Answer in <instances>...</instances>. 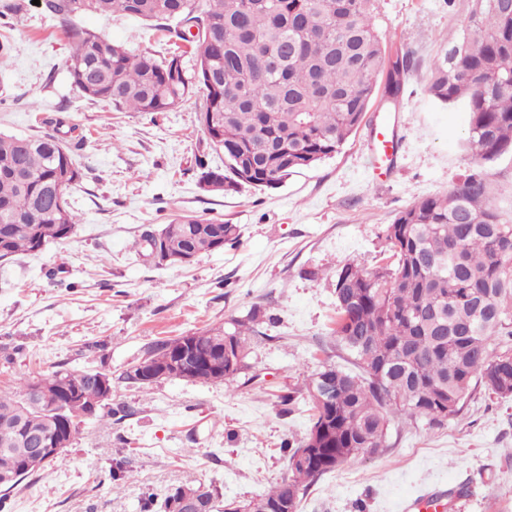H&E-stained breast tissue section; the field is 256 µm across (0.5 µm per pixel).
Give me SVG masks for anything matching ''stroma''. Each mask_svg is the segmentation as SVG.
<instances>
[{"label": "stroma", "mask_w": 512, "mask_h": 512, "mask_svg": "<svg viewBox=\"0 0 512 512\" xmlns=\"http://www.w3.org/2000/svg\"><path fill=\"white\" fill-rule=\"evenodd\" d=\"M471 0H377L374 24L411 53L398 111L393 170L378 178L368 143L381 103L330 159L277 188L204 191L200 165L224 166L198 121L202 95L167 112H119L81 98L58 20L28 5L0 35L16 45L0 67V130L65 136L81 179L69 202L79 222L66 240L0 260V390L55 366L112 376V418H82L62 461L41 467L0 498V512H162L165 494L205 486L243 505L288 479V458L312 425L298 399L279 397L324 362H339L334 274L348 263L389 266L386 229L417 200L447 191L475 167L462 105L434 101L436 55L455 43ZM79 26L134 51L163 55L155 24L125 16ZM490 197L512 222V154L486 163ZM238 225L234 246L187 266H157L132 244L142 225L179 216ZM260 307L245 366L224 384L123 379L157 341L218 329ZM464 491L454 512H512V399L476 391L441 427L390 424L384 448L352 458L301 499L298 512H400L424 491Z\"/></svg>", "instance_id": "stroma-1"}]
</instances>
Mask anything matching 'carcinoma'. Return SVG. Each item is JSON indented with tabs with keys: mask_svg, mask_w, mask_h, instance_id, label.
Instances as JSON below:
<instances>
[{
	"mask_svg": "<svg viewBox=\"0 0 512 512\" xmlns=\"http://www.w3.org/2000/svg\"><path fill=\"white\" fill-rule=\"evenodd\" d=\"M23 0L0 3V19H19ZM61 23L72 52L68 74L89 100L117 110L166 112L204 93L199 113L210 144L224 153L209 191L265 190L291 173L333 157L380 97L397 103L410 53L395 60L373 26L375 0H41ZM157 22L168 37L197 47L193 70L174 50L134 54L75 24L85 15ZM202 39L188 40L191 28ZM430 69L428 93L464 104L467 145L479 167L448 191L399 212L386 234L390 268L336 270V342L353 369L324 364L305 383L311 429L289 457L291 477L255 498L258 507L297 512L324 475L384 447L389 422L457 417L483 389L512 399V224L488 194L480 164L512 153V0H472L456 42ZM81 178L68 147L53 134L0 132V225L11 228L0 259L65 240L78 224L68 202ZM235 224L182 217L145 225L136 241L145 258L159 243L190 256L238 241ZM257 330L239 319L194 333L204 363L190 380L223 384L243 368ZM224 348V369L205 363ZM97 372L59 369L18 378L0 391V470L33 471L19 459L28 432L53 436L73 395L99 398Z\"/></svg>",
	"mask_w": 512,
	"mask_h": 512,
	"instance_id": "1",
	"label": "carcinoma"
}]
</instances>
